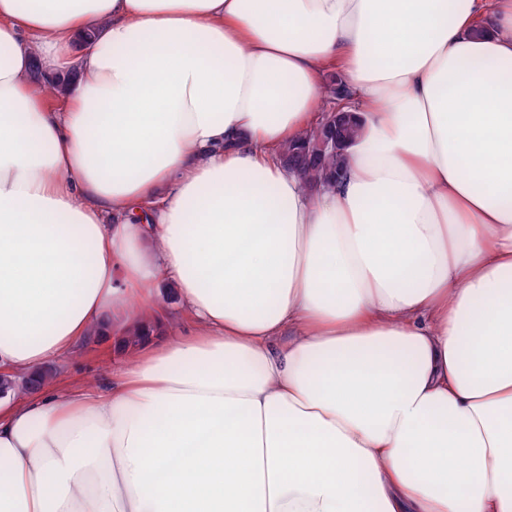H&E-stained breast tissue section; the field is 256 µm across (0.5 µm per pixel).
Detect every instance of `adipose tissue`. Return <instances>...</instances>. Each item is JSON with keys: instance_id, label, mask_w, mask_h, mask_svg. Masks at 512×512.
Segmentation results:
<instances>
[{"instance_id": "obj_1", "label": "adipose tissue", "mask_w": 512, "mask_h": 512, "mask_svg": "<svg viewBox=\"0 0 512 512\" xmlns=\"http://www.w3.org/2000/svg\"><path fill=\"white\" fill-rule=\"evenodd\" d=\"M133 322L0 396V512H512V0H0V366ZM323 134L322 127L314 128L300 140L289 144L281 152L284 165L291 171L299 169L298 172L301 173L309 185L325 182L327 175L336 172V168L339 170L343 162V155L325 153L315 163L309 159L307 154L302 152V147L315 144ZM125 361V357L116 355L110 342H97L87 337L71 352L52 363L56 369L55 375L53 367L47 366L41 373L40 381L1 379L0 390L3 387V392L9 389L28 392L47 379L50 384L47 390L53 392L68 384L107 388L112 385V372L121 368Z\"/></svg>"}]
</instances>
